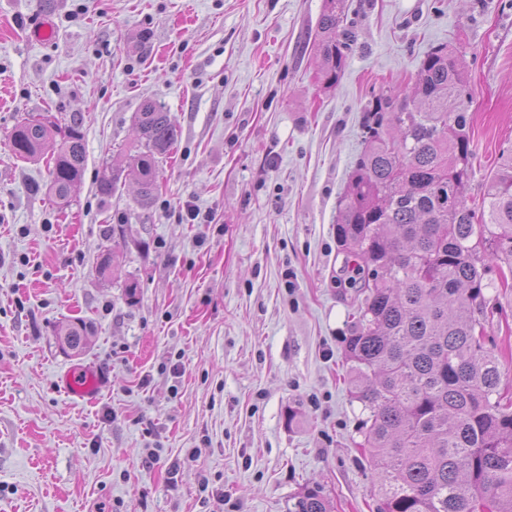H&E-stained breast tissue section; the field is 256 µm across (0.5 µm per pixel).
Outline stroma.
Listing matches in <instances>:
<instances>
[{
  "instance_id": "1",
  "label": "stroma",
  "mask_w": 512,
  "mask_h": 512,
  "mask_svg": "<svg viewBox=\"0 0 512 512\" xmlns=\"http://www.w3.org/2000/svg\"><path fill=\"white\" fill-rule=\"evenodd\" d=\"M322 3L0 0V512H288L316 484L332 512H377L336 240L363 107L456 49L480 202L512 148V0H349L359 39L332 90L309 48ZM38 16L52 41L31 39ZM146 98L179 135L144 206L97 182ZM39 112L85 135L63 213L50 162L9 147ZM189 204L211 223L182 221ZM78 319L76 356L55 330ZM76 363L111 378L95 403L57 385Z\"/></svg>"
}]
</instances>
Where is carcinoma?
Wrapping results in <instances>:
<instances>
[{"label": "carcinoma", "instance_id": "carcinoma-1", "mask_svg": "<svg viewBox=\"0 0 512 512\" xmlns=\"http://www.w3.org/2000/svg\"><path fill=\"white\" fill-rule=\"evenodd\" d=\"M357 44L347 0H323L311 52L325 89L340 82ZM461 56L432 48L409 95L374 92L364 106L363 149L339 206L336 239L366 275L357 320L346 338L351 395L367 418L363 434L376 471L378 512H512V398L498 356L485 343L484 257L512 269V149L502 151L479 207L466 188L474 148ZM139 148L103 176L109 197L121 179L149 204L158 157L178 138L175 120L146 100L133 117ZM15 157L51 155L48 195L60 207L85 169L79 120L25 118L10 134ZM80 353L87 327L57 329ZM288 512H331L320 488L293 497Z\"/></svg>", "mask_w": 512, "mask_h": 512}]
</instances>
